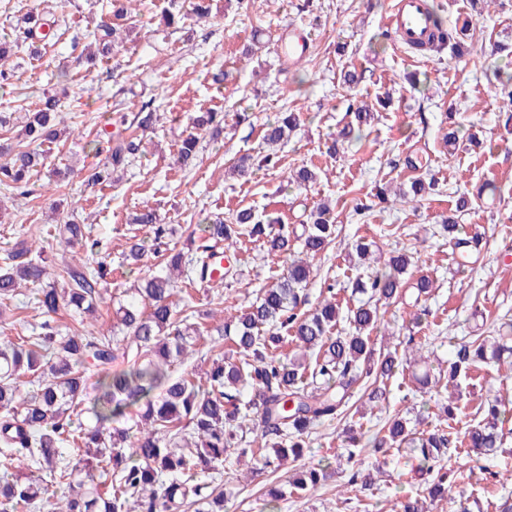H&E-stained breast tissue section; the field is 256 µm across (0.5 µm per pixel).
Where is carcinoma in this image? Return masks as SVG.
Segmentation results:
<instances>
[{
    "mask_svg": "<svg viewBox=\"0 0 512 512\" xmlns=\"http://www.w3.org/2000/svg\"><path fill=\"white\" fill-rule=\"evenodd\" d=\"M68 20L45 13L36 4L17 19L15 37L0 42V91L14 93L15 69L5 67L14 47L46 41ZM436 39L429 49L439 51L453 39L452 30L435 18ZM123 43L121 32L107 24L96 26V54L108 58ZM59 99L44 97L33 112L14 117L0 114V125L16 122L17 148L0 150V185L25 197L33 176L48 164L42 146L56 143L65 132L56 118ZM224 126V113L213 110L193 119L177 151L184 168L197 160L202 133ZM298 126L293 112L267 123V145L288 142ZM140 150L133 140L97 144L104 155L102 168L90 180L100 184L111 178ZM302 232L288 224L265 222L245 208L227 224L185 226L182 248L166 242L169 231L158 223L152 209L133 217L135 224L154 225V243L129 244L126 257L138 263L147 253L159 254L165 265L137 288L120 292L112 330L82 336L68 335L51 325L53 315L68 309L79 321L94 315L106 300L105 264L94 269L66 267L63 281H48L46 261L32 255L27 239L19 240L0 266V323L4 307L21 285L36 288V304L45 321L40 332L11 339L0 336V454L17 462L18 471L5 468L0 475V512H34L43 501L57 500L54 512H224L221 469L232 458L248 454L260 458L262 468L276 472L287 460L303 456L304 436L314 427L350 416L351 393L363 389L370 403L387 400L386 382L404 364L427 362L423 349L431 337L419 342L409 337L411 353H399L401 344L378 350L372 333L383 315L380 306L397 302L411 265V256L395 251L384 267L358 279L355 288L368 295L366 302L347 310L352 333L333 336L340 307L325 297L311 312L306 287L312 261L333 240L336 225L331 210L318 206ZM58 235L71 245L90 236L88 225L62 220ZM266 238L268 253L287 261V273L257 291L255 301L224 318L220 334L231 341L229 353L212 362L203 375H174V369L205 339V328L194 321L187 300H174L179 280L194 272L206 290L224 287L233 267L211 262L210 249L240 236ZM300 251L293 252V243ZM122 360L123 367L112 369ZM506 367L512 377V322L497 321L493 334L463 338L453 358L438 367V377L426 371L419 381L435 388L436 404L446 424L416 433L400 413L389 416L374 451L408 448L419 455L420 470L429 475L422 493L395 500L392 512H434L449 500L455 471L442 464L450 445L460 444L478 455L503 445V424L512 419V400L494 398L480 404L476 426L458 434L452 422L460 407L438 390L445 379L456 389L484 365ZM98 367L95 394L87 392V370ZM138 409L136 428L127 426L129 409ZM346 462L353 466L363 449L354 426L345 429ZM212 475L209 482L200 475ZM326 478L323 468L309 467L289 478L292 491L317 487Z\"/></svg>",
    "mask_w": 512,
    "mask_h": 512,
    "instance_id": "obj_1",
    "label": "carcinoma"
}]
</instances>
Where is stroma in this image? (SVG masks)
Returning a JSON list of instances; mask_svg holds the SVG:
<instances>
[{
  "label": "stroma",
  "instance_id": "obj_1",
  "mask_svg": "<svg viewBox=\"0 0 512 512\" xmlns=\"http://www.w3.org/2000/svg\"><path fill=\"white\" fill-rule=\"evenodd\" d=\"M450 26H468L462 57L451 51L422 54L401 44L387 26L394 0H210L209 17L188 16L159 32L145 28L169 0H144L141 13L124 18L130 34L114 56L94 68L79 64L73 42L87 43L95 25L110 17V0H68L69 25L37 48H22L16 84L35 104L43 93L61 100L66 135L51 149L52 168L42 170L33 193L13 197L0 186V257L26 229L49 228L69 215L91 218L100 246L89 265L112 266L109 293L136 284L139 270L129 269L124 254L132 237H144L131 216L151 208L172 228L205 224L210 217H231L240 208L277 217L287 224L305 223L320 203L334 209L336 239L313 262L309 307L321 288L336 283L341 302L357 305L353 283L359 268L348 259L354 241L367 237L383 251L407 249L415 259L408 279L425 275L435 287L421 303L427 311L414 332L434 337V355L451 358V337L487 331L493 316L512 311V112L502 107L499 78L512 72V57L499 45L512 43V0H429ZM312 37L306 57L284 63L280 37L288 26ZM354 71V88L343 83ZM223 73V83L213 76ZM149 104L160 120L139 132L140 152L117 185L87 183L99 158L95 145L105 133L120 132L119 117L133 119ZM372 111L361 124L355 110ZM224 112L217 140H204L195 166L181 169L177 144L193 118L205 109ZM299 113L300 125L277 154L273 168L229 174L239 158L265 152L268 121L279 112ZM457 131L455 146L445 137ZM420 161L410 168L408 160ZM314 167L316 184L299 187L290 179L300 167ZM422 175L436 186L420 205L397 201ZM474 195L459 217L458 235L476 238L468 259L449 244L442 230L455 214L458 198ZM233 264L237 274L216 301L199 286L189 291L208 337L191 369H205L226 344L208 314L218 305L240 306L256 289L276 281L286 268L265 258L262 242H243ZM388 410H420L418 430L438 425V409L410 373L387 382ZM512 397V379L499 380L495 368L461 384L462 408L455 428L476 425L480 400ZM384 419L377 412L357 419L365 451L360 468L373 475L375 489L356 491L346 484L347 466L339 464L342 425L330 422L309 435L302 462L327 466L328 477L314 491L279 502L278 512H388L389 501L412 495L424 485L405 453L374 452L375 435ZM450 463L461 481L449 494L478 500L481 512H496L502 488L486 478L487 470L512 472V433L502 448L478 458L450 448ZM234 497L233 512H260L265 485L282 483L287 471L247 475L245 466L225 473Z\"/></svg>",
  "mask_w": 512,
  "mask_h": 512
}]
</instances>
